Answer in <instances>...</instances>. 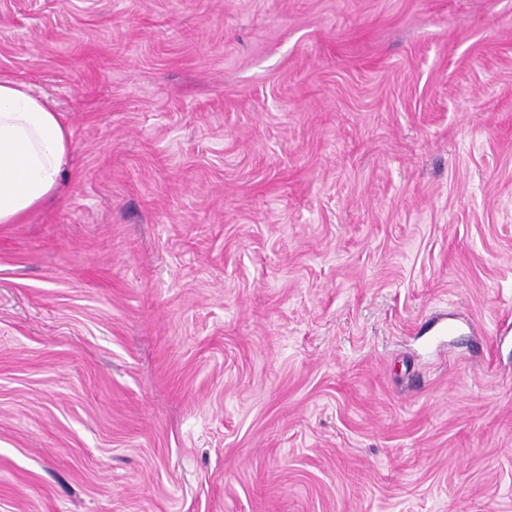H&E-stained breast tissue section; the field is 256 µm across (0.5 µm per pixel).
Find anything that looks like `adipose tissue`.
<instances>
[{
  "mask_svg": "<svg viewBox=\"0 0 512 512\" xmlns=\"http://www.w3.org/2000/svg\"><path fill=\"white\" fill-rule=\"evenodd\" d=\"M71 132L28 83L0 78V224L51 200L69 172Z\"/></svg>",
  "mask_w": 512,
  "mask_h": 512,
  "instance_id": "1",
  "label": "adipose tissue"
}]
</instances>
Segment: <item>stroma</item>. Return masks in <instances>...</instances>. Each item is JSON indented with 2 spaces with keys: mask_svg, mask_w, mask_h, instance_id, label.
Here are the masks:
<instances>
[{
  "mask_svg": "<svg viewBox=\"0 0 512 512\" xmlns=\"http://www.w3.org/2000/svg\"><path fill=\"white\" fill-rule=\"evenodd\" d=\"M0 78V512H512V0H0ZM71 132L28 83L0 78V224H20L69 173Z\"/></svg>",
  "mask_w": 512,
  "mask_h": 512,
  "instance_id": "1",
  "label": "stroma"
}]
</instances>
